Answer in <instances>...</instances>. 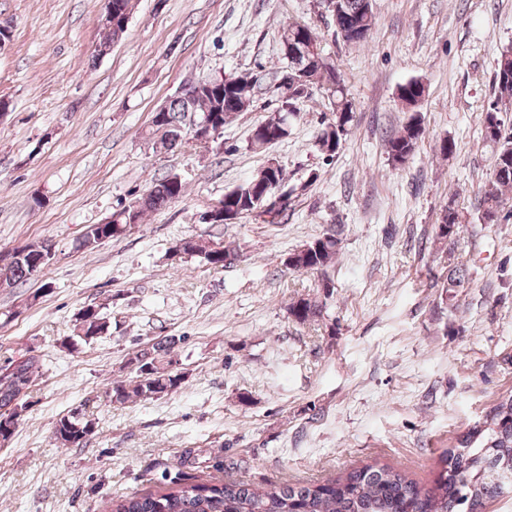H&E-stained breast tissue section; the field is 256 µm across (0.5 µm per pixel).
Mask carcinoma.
I'll return each mask as SVG.
<instances>
[{"label":"carcinoma","mask_w":512,"mask_h":512,"mask_svg":"<svg viewBox=\"0 0 512 512\" xmlns=\"http://www.w3.org/2000/svg\"><path fill=\"white\" fill-rule=\"evenodd\" d=\"M116 23L104 28L96 43L97 56L108 54L125 34L126 18L132 16L135 0H109ZM345 21L338 23L336 35L348 43L366 39L375 24L372 0H338ZM294 43L298 55L284 56L287 65L271 76V82L281 97L279 112L256 125L251 145L264 147L288 135V120L300 115V105L309 100L316 88H327L331 97L333 122L324 126L318 135V148L327 156L340 149L353 118L352 101L348 98L336 65L321 51H308L310 42H318L311 27L288 24L280 31V44ZM261 76H224L201 78L186 83L180 95L173 97L160 112L162 120L153 124L157 144L167 148L166 135L182 133L211 117L213 129L224 128L230 119L248 111L262 84ZM495 100L484 113L483 140L493 152V177L480 203L479 220L485 224L497 222L505 192L512 190V131L505 129L503 114L512 110V47L502 49L494 73ZM426 88L419 81H409L399 88V99L407 106L418 104ZM422 136L421 124L413 119L401 131L385 139L386 152L392 166L404 165L418 146ZM284 182L281 167L266 165L247 182L224 193V209L241 216L263 208L269 199L266 188L276 189ZM184 186L166 176L153 183L136 214L122 208L112 213V223L102 232L115 239L130 227V218L141 220L147 211L156 210L183 196ZM463 232L459 213L447 206L438 225L437 239L451 244ZM339 238L332 225L322 236L307 243L308 249L298 248L286 256L283 265L294 271L326 273L336 261ZM197 255L214 267L233 263L238 254L224 246L212 248L197 243ZM468 280L467 269L455 266L448 269V300L455 298V289ZM323 296L299 298L290 307L295 321L307 323L321 317ZM78 334L72 346L99 338L109 332L110 322L96 308H84L78 314ZM175 341L159 342L151 351H140L129 357L135 375L111 382L108 392L111 401L158 399L172 395L181 388L183 375L168 370L175 355ZM40 369L35 356L16 360L13 372L0 374V418L13 408L12 385L18 381L32 383ZM484 429L465 432L458 448L448 452L437 478L431 484H421L401 470L377 462L348 471L337 479L321 484H269L255 487L237 481L181 483L161 491L134 492L112 501L111 512H485L488 502L503 494L505 486L494 481L491 471L506 467L512 470V396L495 403L480 419ZM96 419L78 406L61 417L54 428L55 443L64 448H83L95 433Z\"/></svg>","instance_id":"carcinoma-1"}]
</instances>
